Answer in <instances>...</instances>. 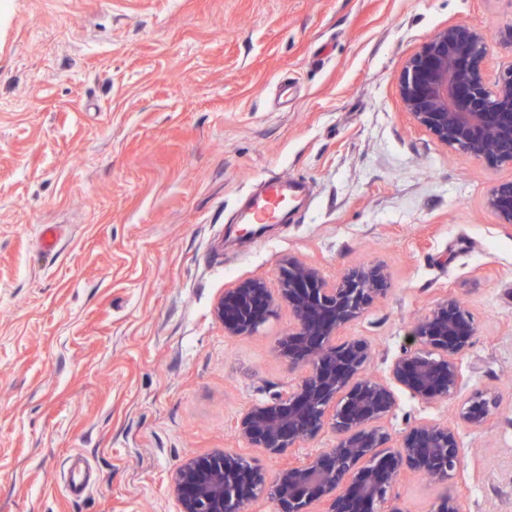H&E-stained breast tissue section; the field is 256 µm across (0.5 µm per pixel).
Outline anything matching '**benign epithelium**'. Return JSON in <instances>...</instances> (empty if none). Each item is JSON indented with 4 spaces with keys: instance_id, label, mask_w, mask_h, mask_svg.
<instances>
[{
    "instance_id": "obj_1",
    "label": "benign epithelium",
    "mask_w": 512,
    "mask_h": 512,
    "mask_svg": "<svg viewBox=\"0 0 512 512\" xmlns=\"http://www.w3.org/2000/svg\"><path fill=\"white\" fill-rule=\"evenodd\" d=\"M495 39L512 46V25L495 34L463 22L441 27L406 59L396 86L413 123L493 167L512 164V69L491 85L484 79ZM484 208L498 223L512 224L511 179L491 187ZM388 291L378 265H357L330 284L314 265L294 257L281 267L275 290L262 277L224 289L214 314L227 337L251 336L280 308L290 310L294 324L279 351L303 370L294 386L247 406L235 421L238 437L278 458L325 428L336 445L290 458L271 477L237 453L190 457L171 479L179 512H245L261 498L272 500L276 512H310L315 503L322 512H402L393 501L405 473L445 488L433 512H460L459 495L447 491L462 456L458 428L483 429L499 412L498 396L476 391L453 422H416L398 437L386 422L399 390L423 403L460 391V359L477 327L460 298L448 294L412 324L411 342L386 372L372 375L370 345L337 337Z\"/></svg>"
}]
</instances>
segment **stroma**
<instances>
[{"instance_id":"35a3bbf8","label":"stroma","mask_w":512,"mask_h":512,"mask_svg":"<svg viewBox=\"0 0 512 512\" xmlns=\"http://www.w3.org/2000/svg\"><path fill=\"white\" fill-rule=\"evenodd\" d=\"M456 21L497 31L512 0H0V512H178L176 468L222 451L275 473L234 423L298 381L277 355L292 316L230 338L213 310L288 256L332 282L385 268L387 297L343 330L377 374L413 317L461 298L463 388L399 393L387 427L499 390L498 418L459 430L456 487L460 512H512V224L483 208L512 165L449 150L395 92ZM270 177L308 198L243 236Z\"/></svg>"}]
</instances>
